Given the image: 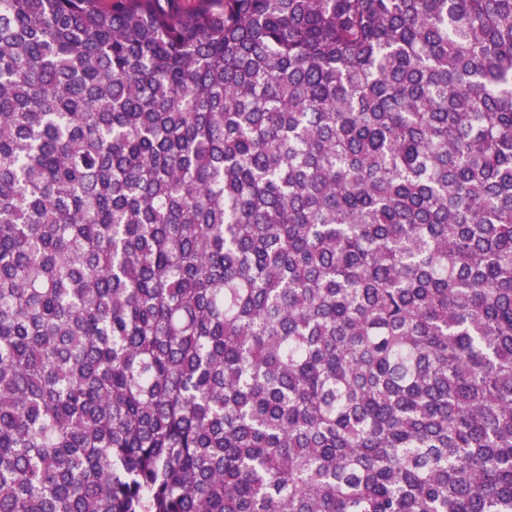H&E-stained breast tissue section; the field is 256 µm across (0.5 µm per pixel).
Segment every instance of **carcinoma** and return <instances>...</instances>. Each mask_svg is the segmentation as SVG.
Instances as JSON below:
<instances>
[{
	"mask_svg": "<svg viewBox=\"0 0 512 512\" xmlns=\"http://www.w3.org/2000/svg\"><path fill=\"white\" fill-rule=\"evenodd\" d=\"M0 512H512V0H0Z\"/></svg>",
	"mask_w": 512,
	"mask_h": 512,
	"instance_id": "carcinoma-1",
	"label": "carcinoma"
}]
</instances>
